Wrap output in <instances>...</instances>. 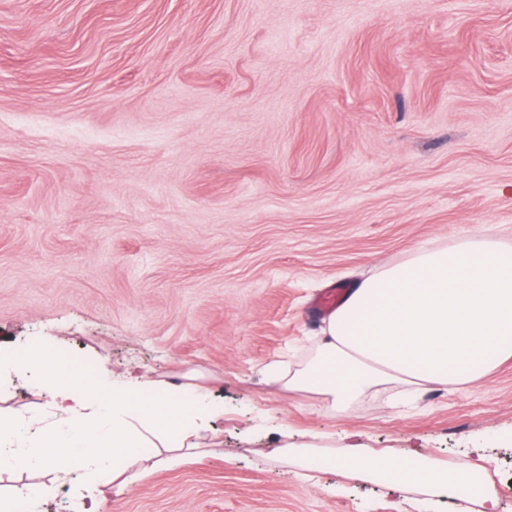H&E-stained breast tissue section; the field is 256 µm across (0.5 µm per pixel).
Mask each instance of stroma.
I'll use <instances>...</instances> for the list:
<instances>
[{"label": "stroma", "instance_id": "35a3bbf8", "mask_svg": "<svg viewBox=\"0 0 512 512\" xmlns=\"http://www.w3.org/2000/svg\"><path fill=\"white\" fill-rule=\"evenodd\" d=\"M512 238V0H0V344L195 374L197 460L105 512H450L283 449L484 459L512 492V359L408 413L266 368L316 297L424 244ZM26 378L0 409L46 413Z\"/></svg>", "mask_w": 512, "mask_h": 512}]
</instances>
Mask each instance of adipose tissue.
<instances>
[{"mask_svg":"<svg viewBox=\"0 0 512 512\" xmlns=\"http://www.w3.org/2000/svg\"><path fill=\"white\" fill-rule=\"evenodd\" d=\"M512 357V242L489 232L452 245L421 247L378 268L347 291L322 336L295 363L275 370L291 392L320 396L348 413L368 396L463 388ZM53 420L38 438L29 418L0 413V473H82V512H102L120 462L161 443L168 452L221 414L207 390L191 383L157 388L143 374L123 385L89 388L53 382ZM326 470L423 487L439 496L471 481V463L446 467L421 455L374 456L348 448L322 456Z\"/></svg>","mask_w":512,"mask_h":512,"instance_id":"obj_1","label":"adipose tissue"}]
</instances>
